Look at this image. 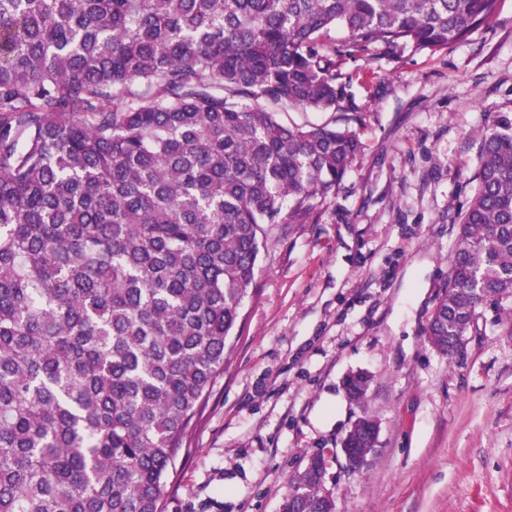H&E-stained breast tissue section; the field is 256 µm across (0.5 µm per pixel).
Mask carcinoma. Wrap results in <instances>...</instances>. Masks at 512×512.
Returning a JSON list of instances; mask_svg holds the SVG:
<instances>
[{
	"label": "carcinoma",
	"mask_w": 512,
	"mask_h": 512,
	"mask_svg": "<svg viewBox=\"0 0 512 512\" xmlns=\"http://www.w3.org/2000/svg\"><path fill=\"white\" fill-rule=\"evenodd\" d=\"M497 4L0 0V512H162L269 227L305 223L361 152L336 56L446 48ZM294 107L343 125L283 124ZM475 181L425 330L450 359L512 304L511 112ZM341 447L370 455L368 423ZM318 482L292 475L281 512H336Z\"/></svg>",
	"instance_id": "obj_1"
}]
</instances>
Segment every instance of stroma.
<instances>
[{
  "label": "stroma",
  "instance_id": "1",
  "mask_svg": "<svg viewBox=\"0 0 512 512\" xmlns=\"http://www.w3.org/2000/svg\"><path fill=\"white\" fill-rule=\"evenodd\" d=\"M362 151L307 223L275 229L224 371L165 476L163 512H279L290 477L361 415L369 464L330 461L336 512H512V312L463 356L425 327L448 281L491 113H512V0L440 50L342 59ZM370 374L364 402L345 378Z\"/></svg>",
  "mask_w": 512,
  "mask_h": 512
}]
</instances>
